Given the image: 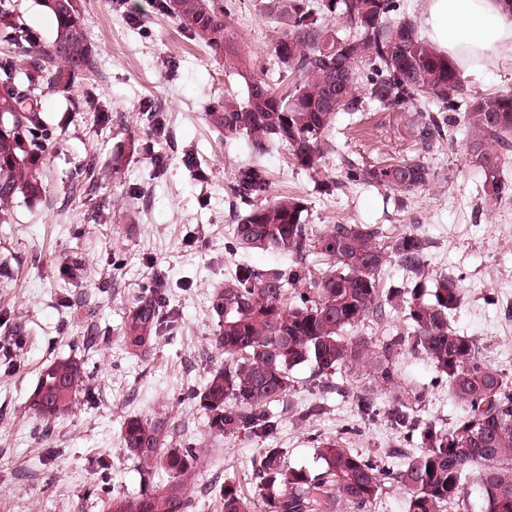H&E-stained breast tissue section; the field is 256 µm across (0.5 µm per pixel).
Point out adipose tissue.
I'll return each instance as SVG.
<instances>
[{
    "label": "adipose tissue",
    "instance_id": "ef3b65f1",
    "mask_svg": "<svg viewBox=\"0 0 512 512\" xmlns=\"http://www.w3.org/2000/svg\"><path fill=\"white\" fill-rule=\"evenodd\" d=\"M423 34L455 63L492 67L512 52V11L503 0H426Z\"/></svg>",
    "mask_w": 512,
    "mask_h": 512
}]
</instances>
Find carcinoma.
<instances>
[{
	"mask_svg": "<svg viewBox=\"0 0 512 512\" xmlns=\"http://www.w3.org/2000/svg\"><path fill=\"white\" fill-rule=\"evenodd\" d=\"M53 16L55 31L43 43L26 26L14 5L0 0V223L10 221L18 200L40 201V175L56 128L43 114L42 97L51 90L68 93L76 79L96 67L97 52L84 28L81 0H37ZM210 54L235 69L246 59L226 23L239 7L234 0H158ZM283 31L274 43L281 72L294 74L285 89L254 77L244 99L213 100L205 112L212 127L228 140L246 138L252 164L236 173L231 197L248 206L232 230L231 251H276L290 255L286 270H260L240 263L210 293L217 329L212 345L224 363L209 373L196 394L211 434L244 437L262 445L252 473L256 492L236 481L214 489L220 512H365L386 481L407 492L405 512H469L465 485L474 482L480 512H512V385L483 358L473 339L461 335L450 318L462 303L460 279L432 274L426 242L413 232L390 235L380 224L306 223L297 197L264 199L269 180L258 163L272 147L286 144L294 163L317 170L329 146L328 133L341 111L358 112L362 101L336 96L337 72L350 89L363 84L366 98L383 107L409 108L424 100L434 110L417 113L413 135L430 154L453 143L452 113L462 109L469 127L468 153L483 179V204L494 207L512 197L503 176L511 163L512 90L475 95L457 65L418 32L415 17L393 16L395 0H270ZM338 18L353 31L340 37L330 25ZM149 148L130 140L112 152L118 176L135 152ZM347 180L382 187L405 199L434 178L418 157L376 163L347 172ZM326 261L314 274L309 256ZM396 263L411 273L400 285L381 288L385 266ZM393 310L404 314L406 331L383 339L351 335L368 319ZM171 329V320L154 300L129 310L124 340L134 351ZM408 351L427 358L435 380L448 385L466 415L445 429L418 415L422 398L395 397L390 414L402 441L418 450L392 469L388 457L364 455L344 446V435L322 439L316 451L324 464L312 476L286 465L282 449L268 445L279 433L295 390L293 372L308 366L328 392L350 396L367 420L377 417L368 392L355 393L329 380L346 368L365 367L385 386L395 385L396 359ZM84 381L73 358H57L40 373L28 408L51 422L70 411ZM167 417H130L123 441L136 459L142 487L134 496L110 498L106 512H194L191 490L198 486L204 448L167 447ZM168 474L153 482L155 470Z\"/></svg>",
	"mask_w": 512,
	"mask_h": 512,
	"instance_id": "1",
	"label": "carcinoma"
}]
</instances>
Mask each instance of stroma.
I'll use <instances>...</instances> for the list:
<instances>
[{
	"label": "stroma",
	"mask_w": 512,
	"mask_h": 512,
	"mask_svg": "<svg viewBox=\"0 0 512 512\" xmlns=\"http://www.w3.org/2000/svg\"><path fill=\"white\" fill-rule=\"evenodd\" d=\"M266 3L244 0L229 26L253 75L274 81L281 28ZM82 10L97 68L70 94L44 96L47 117L67 124L41 169L45 196L18 203L12 222L0 224V259H9L12 278L0 286V512H105L112 495H136L140 476L121 443L123 423L159 412L168 418L169 447L205 449L202 483L232 478L251 487L258 444L214 437L194 397L224 361L210 342V290L239 263L290 265L283 254L228 248L236 222L228 185L253 158L244 140L214 131L204 107L244 98L245 78L212 59L155 0H82ZM414 117L371 102L339 114L318 171L295 166L284 146L262 158L267 195L299 197L307 223L319 227L380 224L427 239L430 271L461 281L454 326L512 381V198L482 208L463 112L455 114L452 148L426 157L433 180L405 204L346 178L355 167L418 157ZM130 138L150 148L130 158L121 178L99 179L92 191L80 186L88 161L105 167ZM160 289L174 337L131 354L126 314ZM61 357L79 361L87 379L69 413L47 427L26 401L41 370ZM395 369L400 388L422 390L424 418L450 428L464 416L427 359L406 353ZM346 427L354 451L399 445L385 421L363 423L351 401L336 396L312 421L284 414L277 445L290 466L316 475L317 439Z\"/></svg>",
	"instance_id": "1"
}]
</instances>
